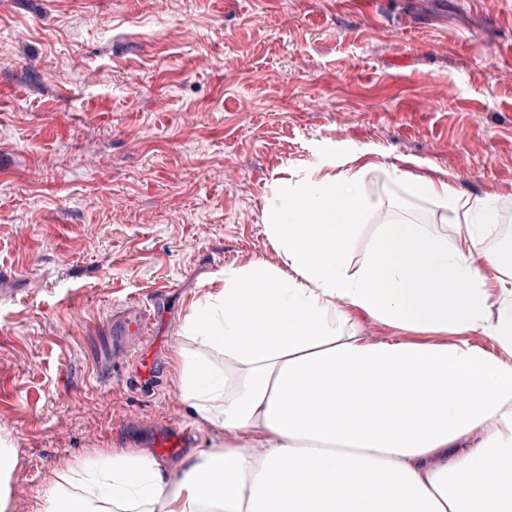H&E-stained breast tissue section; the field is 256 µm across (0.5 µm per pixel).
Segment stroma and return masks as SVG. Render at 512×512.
I'll use <instances>...</instances> for the list:
<instances>
[{"label":"stroma","mask_w":512,"mask_h":512,"mask_svg":"<svg viewBox=\"0 0 512 512\" xmlns=\"http://www.w3.org/2000/svg\"><path fill=\"white\" fill-rule=\"evenodd\" d=\"M373 161L374 225L455 231L393 168L495 195L512 222V0H0V437L9 512L74 466L224 431L192 416L174 353L226 268L283 258L278 185ZM161 291V378L139 388L109 322ZM0 511L7 512L9 509V485L14 469L13 459L10 451L0 442Z\"/></svg>","instance_id":"stroma-1"}]
</instances>
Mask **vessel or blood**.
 <instances>
[{
  "instance_id": "1",
  "label": "vessel or blood",
  "mask_w": 512,
  "mask_h": 512,
  "mask_svg": "<svg viewBox=\"0 0 512 512\" xmlns=\"http://www.w3.org/2000/svg\"><path fill=\"white\" fill-rule=\"evenodd\" d=\"M147 321L145 308L136 302L127 303L112 316L113 335L123 337L126 358L145 380L155 376V356L152 349L156 339L148 335Z\"/></svg>"
}]
</instances>
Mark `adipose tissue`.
I'll use <instances>...</instances> for the list:
<instances>
[{
  "mask_svg": "<svg viewBox=\"0 0 512 512\" xmlns=\"http://www.w3.org/2000/svg\"><path fill=\"white\" fill-rule=\"evenodd\" d=\"M363 176L277 190L263 223L284 267L227 269L191 303L179 388L223 444L173 474L144 450L100 456L80 492L50 490L42 512H512V252L480 248L497 201L394 169L455 237L381 224L355 270L346 246L376 209ZM359 313L454 340L371 342Z\"/></svg>",
  "mask_w": 512,
  "mask_h": 512,
  "instance_id": "obj_1",
  "label": "adipose tissue"
}]
</instances>
